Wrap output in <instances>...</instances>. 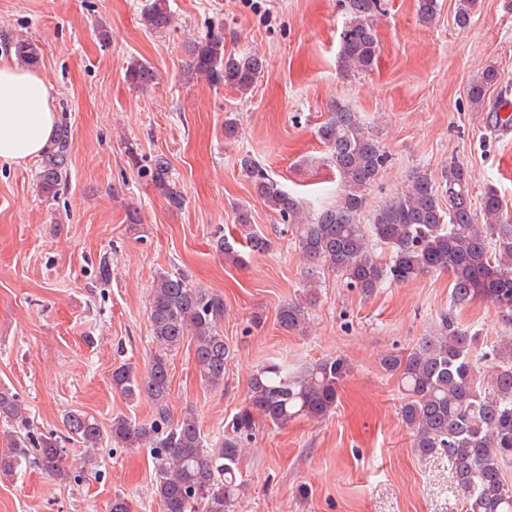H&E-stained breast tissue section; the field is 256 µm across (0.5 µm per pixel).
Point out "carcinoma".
<instances>
[{
	"instance_id": "1",
	"label": "carcinoma",
	"mask_w": 512,
	"mask_h": 512,
	"mask_svg": "<svg viewBox=\"0 0 512 512\" xmlns=\"http://www.w3.org/2000/svg\"><path fill=\"white\" fill-rule=\"evenodd\" d=\"M342 2L340 70L347 75L372 71L380 54L375 20L381 0ZM416 2L419 20L433 23L440 12L439 0ZM479 3L458 0L456 24L467 26ZM141 12L152 31L162 32L171 25L167 0H145ZM13 49L18 63L38 64L41 51L35 43L18 40ZM186 53L187 77H203L242 94L254 88L265 69L261 55L225 52L222 27L193 42ZM125 77L130 85L144 90L156 84L157 72L148 61L133 60L126 66ZM497 80V70L487 68L471 84L468 101L472 108L484 109L487 90ZM317 135L325 147V161L336 170L340 182L334 202L321 208L304 207L251 156L238 159L255 194L291 224L309 262L304 298L287 302L277 311L283 329L304 331L316 300L318 274L325 265L336 271L346 287L365 297L387 283L446 272L453 282L450 307L484 300L512 321V224L493 190L485 193L481 210L474 211L468 175L451 161L442 170L440 184L425 171L414 172L406 188L374 210L369 224H362L366 192L384 167L385 152L357 113L343 102L330 105ZM69 151L68 131L61 129L39 171L43 194L54 196L59 191ZM137 174L169 205H182L183 195L169 178L166 158H155L139 167ZM235 221L244 241L217 240L216 248L225 261L243 263V248L254 254L269 250L271 241L254 229L246 205L236 206ZM377 246L390 250V261L380 260ZM223 319L222 295L192 286L183 273L158 275L151 288L149 316L156 349L146 371L139 374L126 364L112 371V389L130 401L149 400L155 408L154 419L137 424L119 416L106 430L95 417L70 411L63 419L64 435L54 431L35 434L29 430L18 394L0 388L4 427L0 431V476L14 477L35 452L42 471L65 479L69 471L63 441L95 448L106 438L123 448L153 449L155 493L162 512H231L242 485L238 481L242 451L255 438L259 423L281 427L298 418L318 421L328 417L336 408L350 365L346 358L336 356L295 371L281 362L259 367L250 378L245 404L224 423L223 434L210 445L193 412L175 422L169 416V355L185 340L193 341L201 379L212 387L223 385L230 356L218 329ZM478 342L479 336L461 327L450 314L442 318L434 334L422 337L408 351L384 355L380 364L397 376L405 395L401 419L414 437L416 452L423 457L448 455L463 512H512V482L505 472L512 467V336L493 349L496 363L485 382L478 376Z\"/></svg>"
}]
</instances>
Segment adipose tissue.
Listing matches in <instances>:
<instances>
[{"label":"adipose tissue","mask_w":512,"mask_h":512,"mask_svg":"<svg viewBox=\"0 0 512 512\" xmlns=\"http://www.w3.org/2000/svg\"><path fill=\"white\" fill-rule=\"evenodd\" d=\"M56 140L50 87L39 69L0 57V164H22Z\"/></svg>","instance_id":"1"}]
</instances>
